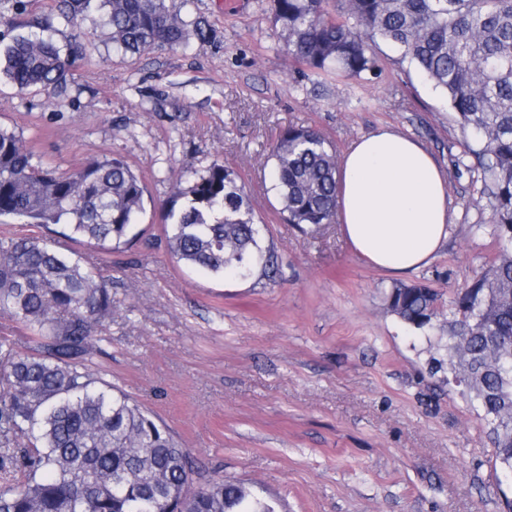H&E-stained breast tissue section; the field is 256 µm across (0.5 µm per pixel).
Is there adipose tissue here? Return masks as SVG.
Listing matches in <instances>:
<instances>
[{
	"label": "adipose tissue",
	"instance_id": "adipose-tissue-1",
	"mask_svg": "<svg viewBox=\"0 0 512 512\" xmlns=\"http://www.w3.org/2000/svg\"><path fill=\"white\" fill-rule=\"evenodd\" d=\"M336 222L353 252L402 277L448 241V180L434 155L391 127L359 136L338 161Z\"/></svg>",
	"mask_w": 512,
	"mask_h": 512
}]
</instances>
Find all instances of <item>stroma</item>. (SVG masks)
I'll list each match as a JSON object with an SVG mask.
<instances>
[{"mask_svg": "<svg viewBox=\"0 0 512 512\" xmlns=\"http://www.w3.org/2000/svg\"><path fill=\"white\" fill-rule=\"evenodd\" d=\"M169 0L205 38L125 54L104 13L77 27L57 0H0V38L46 33L92 45L66 90H18L0 79V126L46 165L71 169L110 156L144 186L134 237L117 250L68 238L60 246L112 282V320L90 367L144 404L188 448L202 477L221 475L284 512H501L493 447L460 387L430 374L445 358L448 302L499 251L484 182L439 92L379 43L378 67L317 76L285 56L269 0ZM311 126L344 151L390 126L444 167L448 242L420 271L396 279L358 258L327 224L284 223L270 153L278 132ZM245 184L275 277L216 276L171 255L161 203L213 162ZM440 295L431 328L389 308L396 284Z\"/></svg>", "mask_w": 512, "mask_h": 512, "instance_id": "35a3bbf8", "label": "stroma"}]
</instances>
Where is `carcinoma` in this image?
<instances>
[{"mask_svg": "<svg viewBox=\"0 0 512 512\" xmlns=\"http://www.w3.org/2000/svg\"><path fill=\"white\" fill-rule=\"evenodd\" d=\"M281 49L314 74L357 76L377 66L374 46H396L448 100L464 147L483 174L499 254L457 292L448 311V380L465 388L493 445L494 468H512V0H272ZM105 11L112 43L140 55L174 48L189 29L167 0H59L75 25ZM19 34L0 46V77L19 90L66 86L87 57ZM281 214L317 230L336 223V151L317 130L292 125L272 151ZM144 186L120 157L47 167L14 131L0 128V224L60 228L97 244L128 241ZM169 250L215 274H244L261 247L244 186L213 164L161 205ZM389 307L423 329L437 294L395 287ZM0 313L29 332L25 351L0 339V512H279V503L210 478L194 486L187 449L136 400L100 382L89 362L112 318V283L46 237L0 238Z\"/></svg>", "mask_w": 512, "mask_h": 512, "instance_id": "carcinoma-1", "label": "carcinoma"}]
</instances>
